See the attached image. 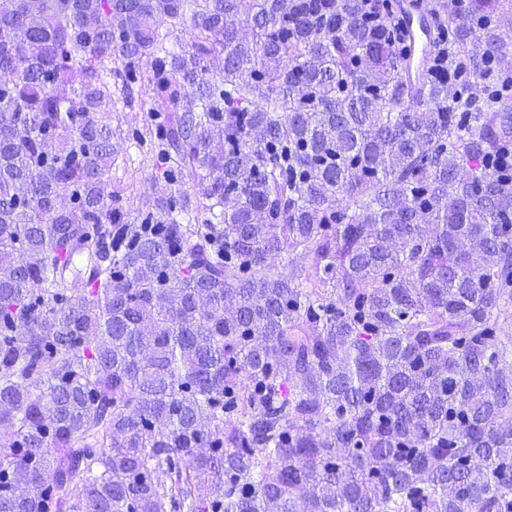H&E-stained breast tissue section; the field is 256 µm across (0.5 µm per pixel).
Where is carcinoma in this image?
Listing matches in <instances>:
<instances>
[{"instance_id": "cac0c4a2", "label": "carcinoma", "mask_w": 512, "mask_h": 512, "mask_svg": "<svg viewBox=\"0 0 512 512\" xmlns=\"http://www.w3.org/2000/svg\"><path fill=\"white\" fill-rule=\"evenodd\" d=\"M399 6L0 0V512H512V0ZM406 13L402 15V24L406 37L424 54H433L436 44L431 26L429 0H404ZM128 103H120L112 110V127L119 126L124 136L131 129L142 125L148 110L152 107V100L149 94L145 93L139 86L133 85ZM117 148L120 150V153H118V157H116L115 162L112 164V170L104 175V180L106 183L112 184V188L119 184L127 183L129 174L126 172L124 159L128 158V156H132L135 159L140 152L135 142L128 138L120 145H117ZM163 160L155 158L153 162L144 165L134 173V182L141 196H154L165 188Z\"/></svg>"}]
</instances>
